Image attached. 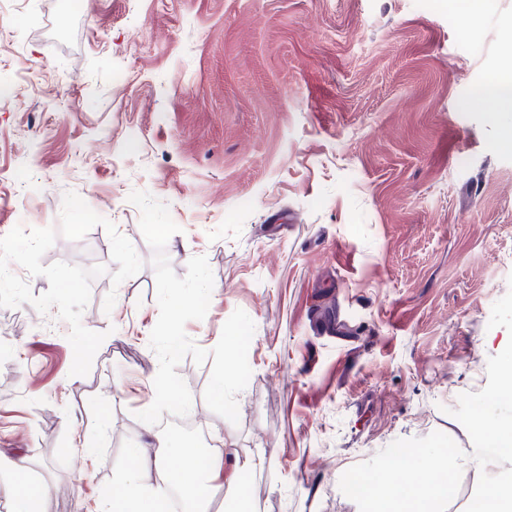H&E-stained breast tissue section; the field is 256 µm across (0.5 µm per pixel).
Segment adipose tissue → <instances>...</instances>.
I'll return each mask as SVG.
<instances>
[{
	"mask_svg": "<svg viewBox=\"0 0 512 512\" xmlns=\"http://www.w3.org/2000/svg\"><path fill=\"white\" fill-rule=\"evenodd\" d=\"M182 467L169 473L167 457L136 455L138 469H157L167 485L178 488L194 504L205 505L214 487L224 491L223 512H254L250 489L243 477L256 469L253 459L240 456L231 448L209 456L206 467H199L196 450L183 448L178 453ZM47 487L33 475L26 462L15 463L7 481L0 483V496L12 512H37ZM167 496L147 490L135 479L124 478L112 494L109 512H166Z\"/></svg>",
	"mask_w": 512,
	"mask_h": 512,
	"instance_id": "obj_1",
	"label": "adipose tissue"
}]
</instances>
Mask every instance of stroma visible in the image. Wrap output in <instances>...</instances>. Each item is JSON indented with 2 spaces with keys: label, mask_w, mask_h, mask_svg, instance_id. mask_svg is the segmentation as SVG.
Returning <instances> with one entry per match:
<instances>
[{
  "label": "stroma",
  "mask_w": 512,
  "mask_h": 512,
  "mask_svg": "<svg viewBox=\"0 0 512 512\" xmlns=\"http://www.w3.org/2000/svg\"><path fill=\"white\" fill-rule=\"evenodd\" d=\"M512 0L464 32L454 0H22L0 11V237L58 227L76 192L144 262L113 285L104 227L42 262L106 275L83 325L105 333L71 375L56 310L0 307V479L27 459L40 512H100L132 448L223 446L262 459L258 512H359L348 468L439 431L487 383L512 276V152L480 86L512 56ZM167 204L173 271L214 276L187 335L212 350L238 309L255 324L238 423L213 413L210 364L178 374L205 434L136 414L155 398L153 250L132 191ZM116 302L104 310L108 292ZM336 309V331L313 321ZM95 447H85V440Z\"/></svg>",
  "instance_id": "1"
}]
</instances>
